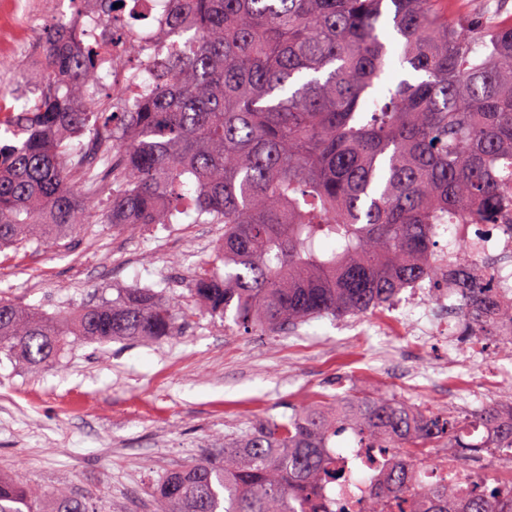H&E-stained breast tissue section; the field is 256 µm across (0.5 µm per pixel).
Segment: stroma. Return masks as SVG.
<instances>
[{
    "instance_id": "35a3bbf8",
    "label": "stroma",
    "mask_w": 512,
    "mask_h": 512,
    "mask_svg": "<svg viewBox=\"0 0 512 512\" xmlns=\"http://www.w3.org/2000/svg\"><path fill=\"white\" fill-rule=\"evenodd\" d=\"M220 224H108L56 246L0 251V296L51 316L152 287L182 332L156 340H76L56 362L30 368L0 353V474L89 500L97 512H153L168 471L194 463L215 439L244 434L291 407L331 401L340 389L393 396L434 410L512 401L498 342L474 373L438 361L388 310L324 317L279 335L225 326L190 292L216 270Z\"/></svg>"
}]
</instances>
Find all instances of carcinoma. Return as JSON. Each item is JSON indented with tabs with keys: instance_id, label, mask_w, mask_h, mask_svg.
Here are the masks:
<instances>
[{
	"instance_id": "cac0c4a2",
	"label": "carcinoma",
	"mask_w": 512,
	"mask_h": 512,
	"mask_svg": "<svg viewBox=\"0 0 512 512\" xmlns=\"http://www.w3.org/2000/svg\"><path fill=\"white\" fill-rule=\"evenodd\" d=\"M95 0L96 44L76 20L39 28V72L0 94V249L46 244L88 224H222L224 274L191 292L243 331L282 334L325 316L356 317L443 275L467 336L512 323V301L470 244L434 267L440 224L493 229L512 213V18L487 24L441 0H171L185 46L151 59L141 100L112 111V6ZM112 152L94 210L74 160ZM150 287L46 316L0 298V352L41 368L70 337L174 336ZM394 448L393 468L361 512H502L498 480L462 497L483 453L512 459V402L433 411L346 395L253 426L209 458L169 472L156 512H329L337 436ZM454 478L409 488L432 450ZM0 512H94L61 491L0 477Z\"/></svg>"
}]
</instances>
